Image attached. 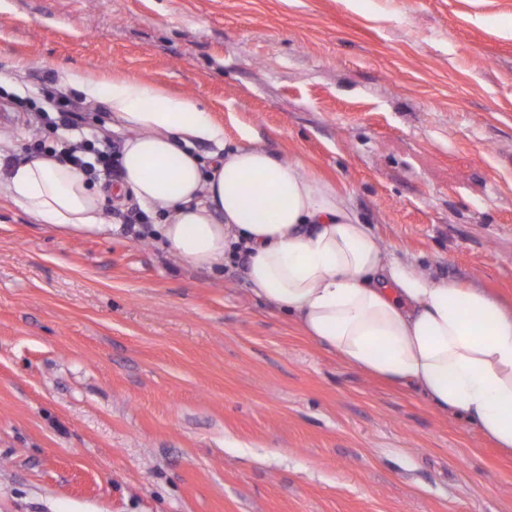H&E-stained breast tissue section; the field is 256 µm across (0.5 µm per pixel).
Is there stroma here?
Instances as JSON below:
<instances>
[{
  "mask_svg": "<svg viewBox=\"0 0 512 512\" xmlns=\"http://www.w3.org/2000/svg\"><path fill=\"white\" fill-rule=\"evenodd\" d=\"M192 95L345 193L423 276L512 306V0H0V182L58 75ZM0 190V512H512V454L159 238Z\"/></svg>",
  "mask_w": 512,
  "mask_h": 512,
  "instance_id": "obj_1",
  "label": "stroma"
}]
</instances>
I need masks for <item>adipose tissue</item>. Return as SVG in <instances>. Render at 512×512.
<instances>
[{
  "mask_svg": "<svg viewBox=\"0 0 512 512\" xmlns=\"http://www.w3.org/2000/svg\"><path fill=\"white\" fill-rule=\"evenodd\" d=\"M61 86L101 96L128 131L120 189L160 217L163 243L190 265L248 251L254 296L343 362L465 418L512 451V307L479 287L431 280L397 260L343 193L224 127L191 95L132 79L66 71ZM212 146L201 159L198 146ZM6 195L35 221L104 233L103 191L71 165L37 157L9 173Z\"/></svg>",
  "mask_w": 512,
  "mask_h": 512,
  "instance_id": "adipose-tissue-1",
  "label": "adipose tissue"
}]
</instances>
